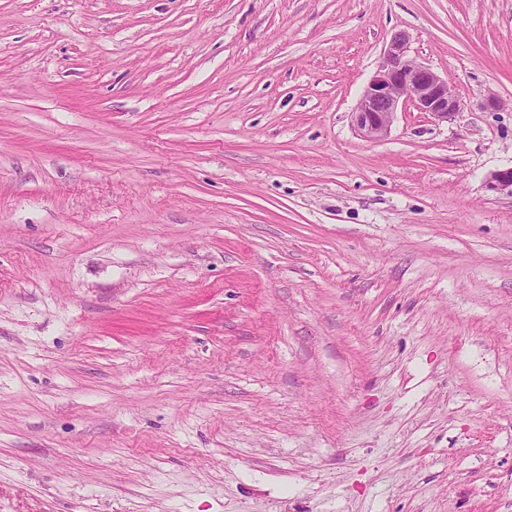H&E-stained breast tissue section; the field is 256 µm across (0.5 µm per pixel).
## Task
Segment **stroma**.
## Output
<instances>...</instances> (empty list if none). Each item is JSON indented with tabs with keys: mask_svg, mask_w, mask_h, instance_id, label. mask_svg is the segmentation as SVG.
<instances>
[{
	"mask_svg": "<svg viewBox=\"0 0 512 512\" xmlns=\"http://www.w3.org/2000/svg\"><path fill=\"white\" fill-rule=\"evenodd\" d=\"M509 167L512 0H0V512H512ZM408 42L405 32L393 35L352 112L353 125L365 139L386 136L400 102H410L420 112L439 120L460 110V100L448 80L408 58Z\"/></svg>",
	"mask_w": 512,
	"mask_h": 512,
	"instance_id": "1",
	"label": "stroma"
}]
</instances>
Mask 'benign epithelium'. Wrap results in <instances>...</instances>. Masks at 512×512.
<instances>
[{"label":"benign epithelium","mask_w":512,"mask_h":512,"mask_svg":"<svg viewBox=\"0 0 512 512\" xmlns=\"http://www.w3.org/2000/svg\"><path fill=\"white\" fill-rule=\"evenodd\" d=\"M408 42L409 36L404 32L393 35L352 112L353 125L365 139L380 140L386 136L401 102H409L440 120L460 110V100L448 80L408 58ZM486 187L493 192L512 194V169L491 173Z\"/></svg>","instance_id":"obj_1"}]
</instances>
